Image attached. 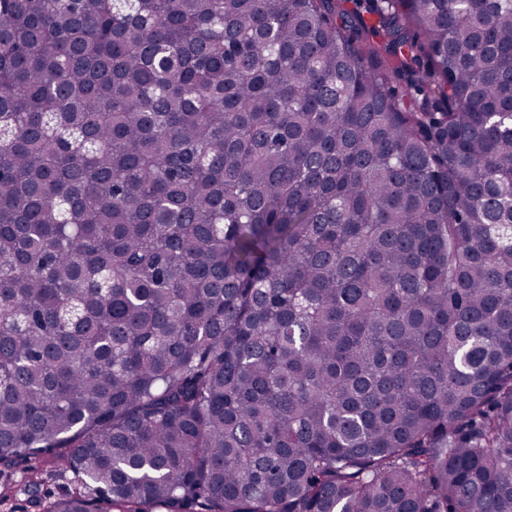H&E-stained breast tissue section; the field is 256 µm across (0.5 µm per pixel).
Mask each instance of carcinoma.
<instances>
[{
	"label": "carcinoma",
	"mask_w": 512,
	"mask_h": 512,
	"mask_svg": "<svg viewBox=\"0 0 512 512\" xmlns=\"http://www.w3.org/2000/svg\"><path fill=\"white\" fill-rule=\"evenodd\" d=\"M345 2L0 0L42 512H512V0ZM28 465H34L35 467H39L40 469H44L47 471H51L54 475L47 480V482L43 486V499L44 496L47 498L51 497V499L55 497H59L66 493L69 489V478L71 477V473L64 471L65 466H57L54 463H50L49 461L46 463H40L38 460H33L30 463H21L16 468L13 469H3L0 472V484H3L6 481H12L16 479H20L23 476V469Z\"/></svg>",
	"instance_id": "cac0c4a2"
}]
</instances>
